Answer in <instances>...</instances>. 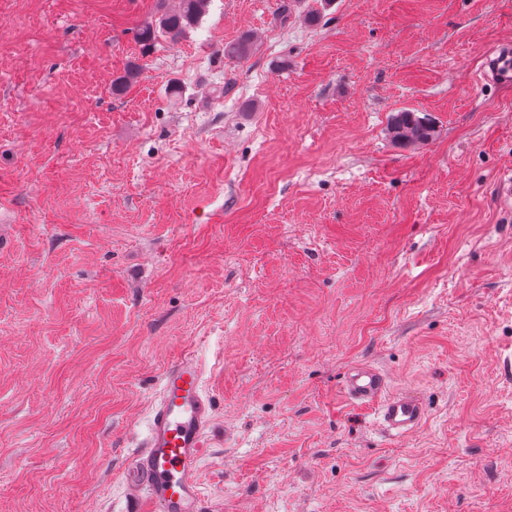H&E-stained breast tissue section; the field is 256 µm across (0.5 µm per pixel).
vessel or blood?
<instances>
[{"mask_svg":"<svg viewBox=\"0 0 512 512\" xmlns=\"http://www.w3.org/2000/svg\"><path fill=\"white\" fill-rule=\"evenodd\" d=\"M480 79L495 86L512 84L511 45L484 54ZM204 377L205 366L192 353L164 369L147 434L131 456L126 512H202L199 470L214 419ZM343 392L358 406L376 407L384 430L396 437L413 433L426 416L417 396L388 394L385 374L370 364L348 371Z\"/></svg>","mask_w":512,"mask_h":512,"instance_id":"1","label":"vessel or blood"}]
</instances>
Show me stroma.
<instances>
[{
	"mask_svg": "<svg viewBox=\"0 0 512 512\" xmlns=\"http://www.w3.org/2000/svg\"><path fill=\"white\" fill-rule=\"evenodd\" d=\"M292 2L146 51L173 0H0V512H124L188 351L203 512H512V0ZM365 362L414 433L344 401ZM480 79L484 84L510 86L512 84V46L503 44L487 51L480 67ZM387 132L391 140L401 146H423L436 138L437 131L432 123L410 110L392 113Z\"/></svg>",
	"mask_w": 512,
	"mask_h": 512,
	"instance_id": "obj_1",
	"label": "stroma"
}]
</instances>
